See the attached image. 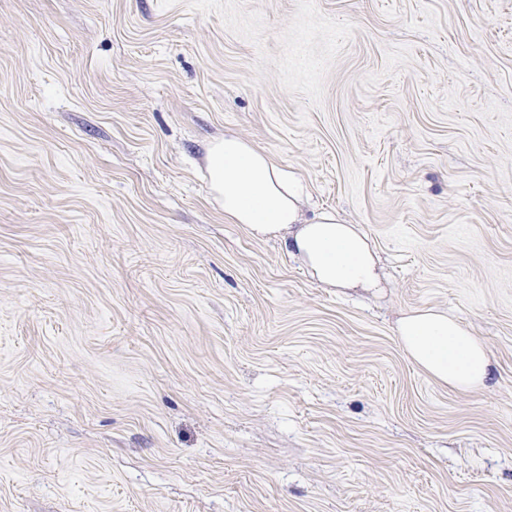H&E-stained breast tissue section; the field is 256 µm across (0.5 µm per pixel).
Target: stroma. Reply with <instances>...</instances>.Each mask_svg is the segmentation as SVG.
<instances>
[{"mask_svg":"<svg viewBox=\"0 0 512 512\" xmlns=\"http://www.w3.org/2000/svg\"><path fill=\"white\" fill-rule=\"evenodd\" d=\"M227 130L380 289L225 222ZM0 512H512V0H0ZM396 334L413 362L440 384L467 392L492 378L485 344L446 312L415 310L398 322Z\"/></svg>","mask_w":512,"mask_h":512,"instance_id":"stroma-1","label":"stroma"}]
</instances>
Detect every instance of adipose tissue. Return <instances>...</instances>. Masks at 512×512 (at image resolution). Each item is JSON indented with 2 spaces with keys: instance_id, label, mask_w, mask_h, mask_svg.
I'll use <instances>...</instances> for the list:
<instances>
[{
  "instance_id": "1",
  "label": "adipose tissue",
  "mask_w": 512,
  "mask_h": 512,
  "mask_svg": "<svg viewBox=\"0 0 512 512\" xmlns=\"http://www.w3.org/2000/svg\"><path fill=\"white\" fill-rule=\"evenodd\" d=\"M211 193L225 221L261 240H279L298 254L312 278L331 288H379L375 254L356 225L335 212L301 216L300 183L265 152L227 133L203 146ZM396 334L413 362L436 382L467 392L492 377L485 344L458 320L435 308L402 318Z\"/></svg>"
}]
</instances>
